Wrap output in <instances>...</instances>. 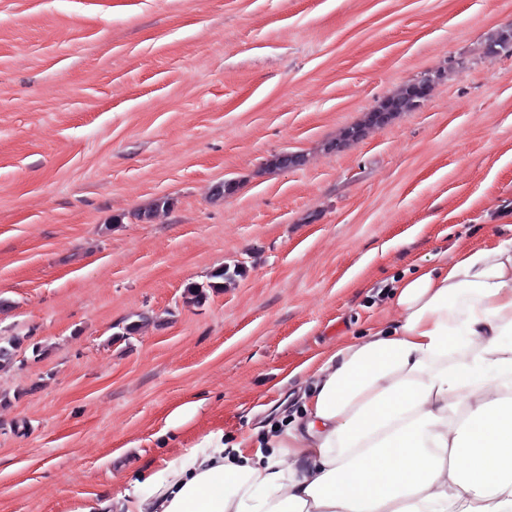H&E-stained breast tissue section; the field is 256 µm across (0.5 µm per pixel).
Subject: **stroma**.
<instances>
[{
  "mask_svg": "<svg viewBox=\"0 0 512 512\" xmlns=\"http://www.w3.org/2000/svg\"><path fill=\"white\" fill-rule=\"evenodd\" d=\"M508 25L512 0H0V512L296 422L294 368L391 317L393 278L511 239ZM427 73L421 107L323 151ZM283 152L306 162L265 170ZM241 275V269L237 268L230 272L228 268H219L209 276L206 285L195 282L187 283L183 290V298L187 304L194 306L202 305L209 297V291L217 292L224 289V284L235 281V277ZM202 410V402L196 400L184 401L176 405L165 419V429H179L193 422Z\"/></svg>",
  "mask_w": 512,
  "mask_h": 512,
  "instance_id": "stroma-1",
  "label": "stroma"
}]
</instances>
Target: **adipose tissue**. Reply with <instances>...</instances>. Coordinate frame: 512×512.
<instances>
[{
  "label": "adipose tissue",
  "instance_id": "ef3b65f1",
  "mask_svg": "<svg viewBox=\"0 0 512 512\" xmlns=\"http://www.w3.org/2000/svg\"><path fill=\"white\" fill-rule=\"evenodd\" d=\"M390 307L303 364L302 422L208 432L72 512H512V239L401 278Z\"/></svg>",
  "mask_w": 512,
  "mask_h": 512
}]
</instances>
